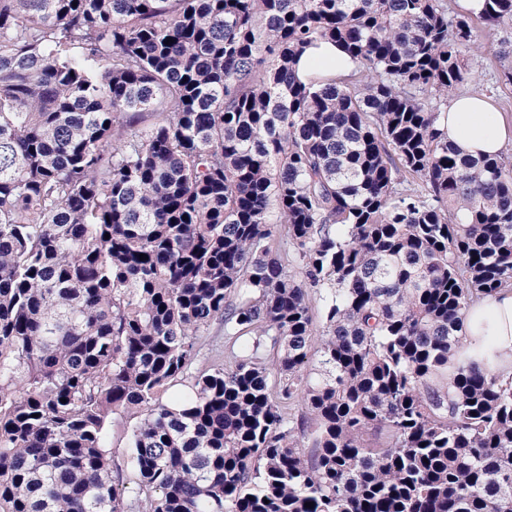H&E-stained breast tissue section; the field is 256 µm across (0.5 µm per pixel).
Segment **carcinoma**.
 Instances as JSON below:
<instances>
[{
  "label": "carcinoma",
  "instance_id": "cac0c4a2",
  "mask_svg": "<svg viewBox=\"0 0 512 512\" xmlns=\"http://www.w3.org/2000/svg\"><path fill=\"white\" fill-rule=\"evenodd\" d=\"M323 41L356 67L301 80ZM472 42L447 0H0V512H512V379L457 357L512 161L432 104ZM201 344V358L195 365L197 368H208L212 365L221 364L224 362V327L219 324H214L209 333L202 336ZM216 349H219V353ZM223 352V353H222ZM221 355V356H219ZM138 420L137 415L119 419L112 426V453L117 462L122 463L126 452V430Z\"/></svg>",
  "mask_w": 512,
  "mask_h": 512
}]
</instances>
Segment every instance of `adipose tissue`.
<instances>
[{
    "mask_svg": "<svg viewBox=\"0 0 512 512\" xmlns=\"http://www.w3.org/2000/svg\"><path fill=\"white\" fill-rule=\"evenodd\" d=\"M352 62L341 48L322 43L307 50L297 72L306 78L315 70L336 75L348 73ZM441 123L448 127L449 142L472 157L501 153L512 143V124L484 97L460 95L450 100ZM465 330L471 347L484 350L485 367L512 376V289L504 288L470 308Z\"/></svg>",
    "mask_w": 512,
    "mask_h": 512,
    "instance_id": "1",
    "label": "adipose tissue"
}]
</instances>
